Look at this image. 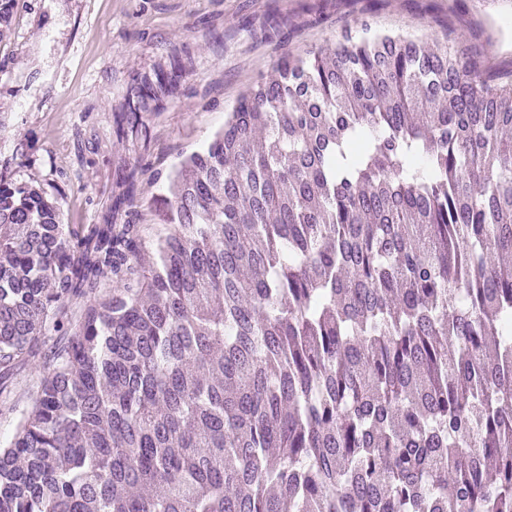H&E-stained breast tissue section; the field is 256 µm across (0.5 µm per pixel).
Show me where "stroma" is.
Listing matches in <instances>:
<instances>
[{
    "mask_svg": "<svg viewBox=\"0 0 512 512\" xmlns=\"http://www.w3.org/2000/svg\"><path fill=\"white\" fill-rule=\"evenodd\" d=\"M0 37V178L39 187L62 224H97L121 160L142 159L132 212L145 257L170 225L156 210L166 178L221 129L240 95L280 56L330 46L348 28L460 47L486 74L512 80V0H16ZM193 65L147 145L120 140L112 113L136 75L172 47Z\"/></svg>",
    "mask_w": 512,
    "mask_h": 512,
    "instance_id": "obj_1",
    "label": "stroma"
}]
</instances>
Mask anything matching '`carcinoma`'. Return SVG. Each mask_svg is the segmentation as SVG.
I'll return each instance as SVG.
<instances>
[{"label": "carcinoma", "instance_id": "1", "mask_svg": "<svg viewBox=\"0 0 512 512\" xmlns=\"http://www.w3.org/2000/svg\"><path fill=\"white\" fill-rule=\"evenodd\" d=\"M141 170L81 232L0 178V389L43 355L0 512H512V82L366 23L282 57L168 176L151 268Z\"/></svg>", "mask_w": 512, "mask_h": 512}]
</instances>
